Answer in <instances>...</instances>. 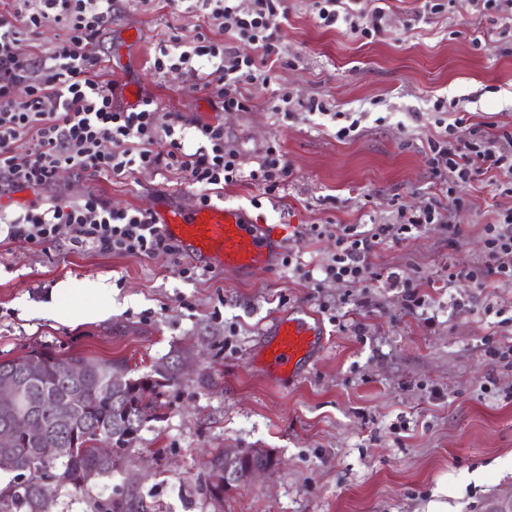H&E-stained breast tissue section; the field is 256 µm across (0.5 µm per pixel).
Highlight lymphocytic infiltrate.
I'll return each mask as SVG.
<instances>
[{
  "mask_svg": "<svg viewBox=\"0 0 512 512\" xmlns=\"http://www.w3.org/2000/svg\"><path fill=\"white\" fill-rule=\"evenodd\" d=\"M113 6L114 0H12L9 15L0 14V194L48 187L65 170L121 177L163 166L184 173L201 189L204 203L210 200V187L244 177L265 193L275 192L288 175V164L276 148H268L259 167L247 172L239 153L226 146L223 124L196 125L194 136L202 144L189 152L176 135L181 115L170 114L161 125L152 98L143 99L138 111L116 105L112 87L96 79L99 59L92 50L100 31L112 23ZM317 7L325 26L342 22L365 36L381 30L382 8L365 7L364 0H317ZM195 8L247 42L250 52L228 51L201 35L188 47L173 37L159 45L154 67L186 70L224 111L243 110L246 90L268 80L265 68L275 52L273 32L277 19L288 13L286 0H253L246 11L235 0H195ZM50 23L65 29V39L39 57L21 51L26 36ZM26 137L31 146L17 151V142ZM428 147L429 165L442 184L466 182L486 171L512 179V131L491 134L475 127L462 140L449 127ZM454 217V209L430 202L398 211L393 223L374 224L361 232L348 224H313L309 234L334 238L335 253L313 270L293 256L284 263L309 280L320 273L349 288L363 286L370 278L368 257L376 245ZM63 225L77 246L150 258L181 256L177 242L160 230L150 212L115 209L93 193L77 203L50 199L15 216L0 213V238L52 245ZM460 275L477 283L493 277L501 286L512 287L511 213L486 225L480 267L461 269Z\"/></svg>",
  "mask_w": 512,
  "mask_h": 512,
  "instance_id": "lymphocytic-infiltrate-1",
  "label": "lymphocytic infiltrate"
}]
</instances>
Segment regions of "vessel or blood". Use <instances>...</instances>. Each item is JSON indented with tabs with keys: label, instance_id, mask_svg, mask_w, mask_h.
I'll list each match as a JSON object with an SVG mask.
<instances>
[{
	"label": "vessel or blood",
	"instance_id": "obj_1",
	"mask_svg": "<svg viewBox=\"0 0 512 512\" xmlns=\"http://www.w3.org/2000/svg\"><path fill=\"white\" fill-rule=\"evenodd\" d=\"M154 220L180 244L188 260L229 272L272 267L289 230L285 224L258 223L221 203L171 208ZM314 341L315 330L305 319L289 315L277 320L267 346L266 372L298 375Z\"/></svg>",
	"mask_w": 512,
	"mask_h": 512
}]
</instances>
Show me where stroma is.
<instances>
[{
  "label": "stroma",
  "mask_w": 512,
  "mask_h": 512,
  "mask_svg": "<svg viewBox=\"0 0 512 512\" xmlns=\"http://www.w3.org/2000/svg\"><path fill=\"white\" fill-rule=\"evenodd\" d=\"M440 2L430 14L424 0H383V29L365 37L323 26L316 0H288L269 85L249 90L248 109L225 112L186 71H155L157 46L174 34L237 52L248 44L189 0H116L94 45L100 81L152 95L159 122L177 112L188 127L222 123L244 170L278 146L290 174L274 193L244 178L218 195L249 217L293 225L286 248L304 262L336 251L335 239L306 234L310 224H382L401 208L452 201L459 230L384 241L364 288L280 264L242 277L204 269L188 282L163 257L73 246L65 226L47 248L0 242V359L46 345L112 361L130 378L171 376L118 471L79 495L61 489L51 512H95L121 491L131 512H420L441 492L448 512H495L512 499V367L486 354L512 344V287L448 280L480 265L484 227L512 211V189L491 171L450 190L428 164L445 125L462 140L474 124L512 131V13ZM283 91L297 97L288 115L274 109ZM312 100L326 114L309 113ZM343 112L360 121L346 138ZM91 192L147 211L200 198L173 168L68 170L49 188L0 195V212ZM88 280L111 285L110 317L84 319ZM409 282L424 307H411ZM62 283L69 291L56 295ZM51 306L66 319L43 316ZM293 312L319 323L328 345L301 376H268V330ZM227 448L263 449L273 465L216 501L208 462Z\"/></svg>",
  "instance_id": "1"
}]
</instances>
